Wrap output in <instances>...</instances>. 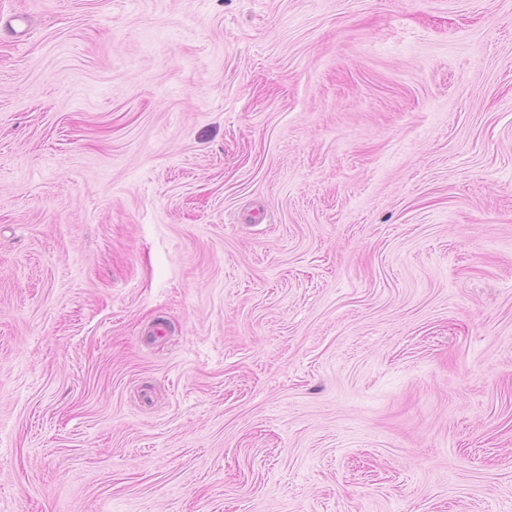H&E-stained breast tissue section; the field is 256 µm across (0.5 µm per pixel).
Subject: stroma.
<instances>
[{
    "label": "stroma",
    "instance_id": "1",
    "mask_svg": "<svg viewBox=\"0 0 512 512\" xmlns=\"http://www.w3.org/2000/svg\"><path fill=\"white\" fill-rule=\"evenodd\" d=\"M0 512H512V0H0Z\"/></svg>",
    "mask_w": 512,
    "mask_h": 512
}]
</instances>
